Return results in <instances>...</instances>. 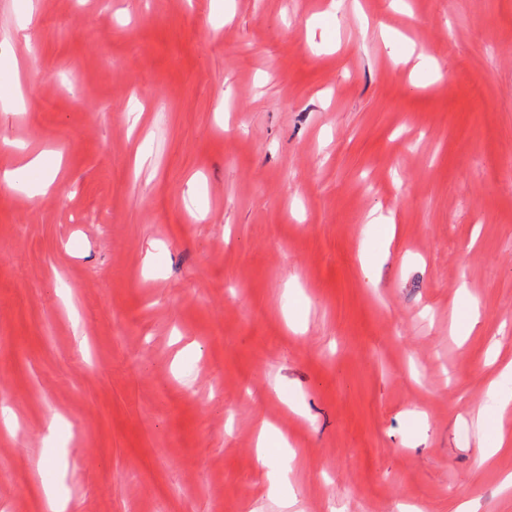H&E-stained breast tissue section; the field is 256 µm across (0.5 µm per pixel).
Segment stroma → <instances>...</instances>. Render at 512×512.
<instances>
[{"mask_svg": "<svg viewBox=\"0 0 512 512\" xmlns=\"http://www.w3.org/2000/svg\"><path fill=\"white\" fill-rule=\"evenodd\" d=\"M4 38L0 171L64 165L0 184V512H43L45 457L68 512H512L477 429L512 362V0H0ZM0 104L5 107L23 105L16 59L7 51L0 55ZM61 162L59 153L44 150L29 156L22 165L2 171L0 181L31 198L42 197L47 195L53 186ZM274 441L276 444L279 442V434L272 430L268 425H264L261 429L257 448L258 456L262 460L263 464L267 467V479L272 489L279 490L282 497L288 501L290 505L293 492L290 484L288 485V471L290 470L291 452L288 450L287 455H281L280 457H270L264 452V448L267 444Z\"/></svg>", "mask_w": 512, "mask_h": 512, "instance_id": "obj_1", "label": "stroma"}]
</instances>
